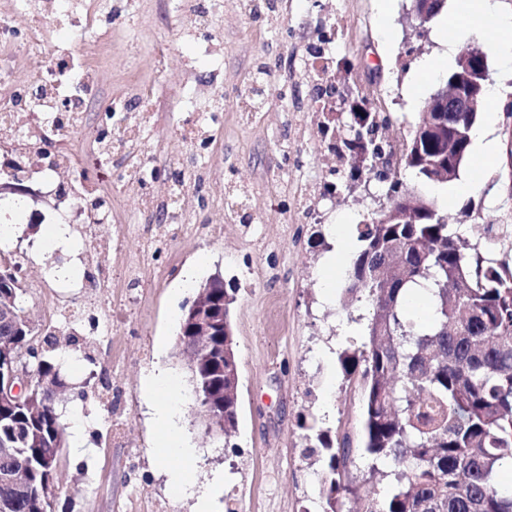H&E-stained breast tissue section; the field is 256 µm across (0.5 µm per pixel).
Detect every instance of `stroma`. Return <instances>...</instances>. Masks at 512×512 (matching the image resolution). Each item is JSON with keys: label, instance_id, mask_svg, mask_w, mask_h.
<instances>
[{"label": "stroma", "instance_id": "1", "mask_svg": "<svg viewBox=\"0 0 512 512\" xmlns=\"http://www.w3.org/2000/svg\"><path fill=\"white\" fill-rule=\"evenodd\" d=\"M275 3L260 19L245 18L239 0H221L214 14L223 34V127L200 164L179 237L143 252V242L159 228L155 217L140 213L136 195L117 192L113 168L96 167L89 141L75 137L64 147L74 169L87 171L103 192L112 221L97 233L111 248L91 252L75 198L52 194L33 204L28 224L0 247L24 258L19 305L37 334L59 339L52 357L63 367L64 388L56 410L64 424L81 425L67 434L54 512H193L192 500L168 486L157 462L140 377L159 364L187 383L177 347L182 309L216 273L237 296L231 313L239 358L237 427L213 442L195 422L191 399L183 421L197 451L191 473L201 482L224 477L217 512H323L322 463L307 454L298 417L312 414L325 429L341 422L360 429L358 398L344 388L338 354L361 344L370 308L362 301L346 310L324 300L319 270L335 244L327 235L315 242L313 234L366 219L386 185L371 178L352 190L346 175L335 171L302 58L323 11L335 9L343 28L332 81L371 88L377 105L394 117L385 136L396 141L436 88L425 79L414 96L404 92L420 61L438 59L440 25L432 23L427 38H418L408 0H391L384 22L377 0ZM125 9L129 20L113 28L111 39L81 49L99 65L86 124L96 125L103 100L131 96L136 86L148 89L149 123L135 155L153 160L160 175L154 190L163 195L185 157L176 126L189 117L188 100L208 90L205 44L183 38L179 0H129ZM162 41L169 52L159 68L154 50ZM378 64L383 77L373 86L369 70ZM260 67L270 83L262 112L249 124L237 109V94ZM239 188L250 189L248 204L223 220V196ZM63 212L71 221L69 241L36 257L42 224ZM503 213L512 216V171L500 160L487 170L482 189L444 210L471 240L479 236L478 216ZM245 214L250 223H241ZM132 260L139 267L133 280L124 275ZM64 267L73 268L71 278L60 277ZM352 469L359 477L356 496L379 498L391 487L388 467H374L363 451H355Z\"/></svg>", "mask_w": 512, "mask_h": 512}]
</instances>
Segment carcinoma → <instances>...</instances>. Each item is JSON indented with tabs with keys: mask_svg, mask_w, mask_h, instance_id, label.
<instances>
[{
	"mask_svg": "<svg viewBox=\"0 0 512 512\" xmlns=\"http://www.w3.org/2000/svg\"><path fill=\"white\" fill-rule=\"evenodd\" d=\"M364 138L336 125L328 148L347 163L352 179L363 169L356 157L379 147L389 112L353 113ZM477 116L444 113L430 134L402 139L401 164L423 185L460 169L448 152L469 153ZM359 247L340 297L348 309L367 299L372 313L365 341L343 349L338 361L345 388L360 401V443L376 462H388L394 481L383 501H359L356 512H512V486L501 478L512 466V248L492 258L481 241L461 237L430 199L403 224L372 213L356 225ZM19 272L0 278V369L28 345L34 328L18 306ZM237 354L198 363L192 384L209 383L206 398L224 410L225 435L235 430L239 393L233 384ZM43 386L22 404L0 405V512H52L39 494L52 468L48 458L65 444L56 411L63 388L54 365L42 360ZM311 452L326 461L323 512H342L355 493L351 437L316 419L303 422Z\"/></svg>",
	"mask_w": 512,
	"mask_h": 512,
	"instance_id": "carcinoma-1",
	"label": "carcinoma"
}]
</instances>
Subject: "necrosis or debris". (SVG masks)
<instances>
[{
  "label": "necrosis or debris",
  "instance_id": "4bbe7bcc",
  "mask_svg": "<svg viewBox=\"0 0 512 512\" xmlns=\"http://www.w3.org/2000/svg\"><path fill=\"white\" fill-rule=\"evenodd\" d=\"M27 18L19 25L15 16H0V130L9 132L13 147L35 155L44 162L51 179H59L71 159L68 154H49L50 142L84 134L86 125L83 106L94 93L95 68H78L69 82L56 80L64 70L68 51L78 50L92 39L109 35L122 18L121 0H19ZM67 20L65 48H47L46 31L58 18ZM337 22H330L320 32L309 51L304 70L312 86H319L336 58ZM18 55L40 59L24 84H16L11 60ZM197 112L195 123L180 128L179 136L189 147L192 158H203L212 142V132L224 110V91L214 89L203 101L193 102ZM148 115L129 114L125 125L112 135L94 134L98 161L108 164L131 152L142 140ZM156 169L148 160L126 166L122 188L137 196L142 211L150 213L166 206L168 220L164 226L167 238L178 237L186 216L185 201L189 197L188 178L176 179L169 188L166 201H159L152 182Z\"/></svg>",
  "mask_w": 512,
  "mask_h": 512
}]
</instances>
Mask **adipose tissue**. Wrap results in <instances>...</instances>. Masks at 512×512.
Returning a JSON list of instances; mask_svg holds the SVG:
<instances>
[{"label": "adipose tissue", "instance_id": "obj_1", "mask_svg": "<svg viewBox=\"0 0 512 512\" xmlns=\"http://www.w3.org/2000/svg\"><path fill=\"white\" fill-rule=\"evenodd\" d=\"M447 26L456 41L476 30L488 33L504 70L512 71V11L504 10L500 0H455ZM496 123L497 115L491 112L484 123L475 125L472 131L475 157L469 174L449 186H434V194L450 203L482 186L484 169L496 154L492 136ZM141 390L151 404V420L156 429L155 451L170 486L193 500L194 512H214V504L224 491L223 483L218 480L198 482L182 466L183 461L194 457L195 450L183 424V395L178 379L169 370L155 367L144 373Z\"/></svg>", "mask_w": 512, "mask_h": 512}]
</instances>
